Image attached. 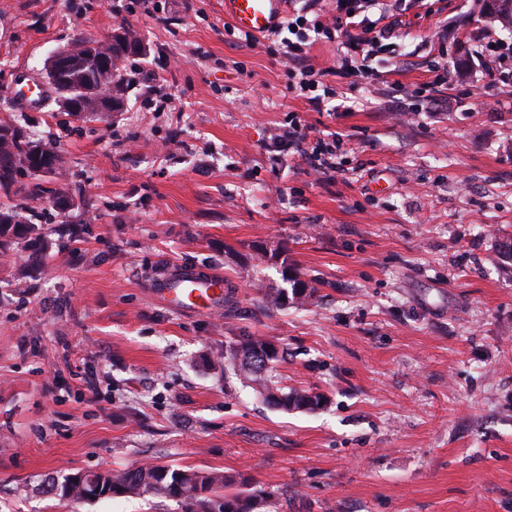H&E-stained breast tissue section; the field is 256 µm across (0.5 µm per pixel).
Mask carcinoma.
I'll list each match as a JSON object with an SVG mask.
<instances>
[{"label": "carcinoma", "mask_w": 512, "mask_h": 512, "mask_svg": "<svg viewBox=\"0 0 512 512\" xmlns=\"http://www.w3.org/2000/svg\"><path fill=\"white\" fill-rule=\"evenodd\" d=\"M84 44L78 52L59 59L60 75L69 88L74 107L100 119L103 113L91 108L99 90L112 86V109L122 110L130 87L123 62L134 55L147 54L137 39L122 33V39L107 41L77 36ZM48 165L57 169V178L68 173L60 155H55L37 139L24 134L17 123L0 122V189L14 190L20 203L0 205V251L6 252L16 241L38 240L35 223L22 220L20 211H34L28 201L42 198L38 186L19 181L32 176V168ZM493 260L512 261V235L496 241ZM316 288L304 283L300 288H264L265 302L274 307L287 304L305 306L315 296ZM224 367L233 371L240 383L250 387L269 405L282 410L313 409L323 402L320 394L305 389L282 387L271 375L272 363L279 360L278 350L262 336H245L224 346ZM52 494L62 499L84 503L130 495L158 494L178 503L180 512H256L269 495L248 488V480L220 470L198 471L158 464L134 465L118 472L85 473L83 484L70 483V477L51 484Z\"/></svg>", "instance_id": "carcinoma-1"}]
</instances>
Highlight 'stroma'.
Masks as SVG:
<instances>
[{"instance_id": "1", "label": "stroma", "mask_w": 512, "mask_h": 512, "mask_svg": "<svg viewBox=\"0 0 512 512\" xmlns=\"http://www.w3.org/2000/svg\"><path fill=\"white\" fill-rule=\"evenodd\" d=\"M227 25L224 0H0V121L57 151L78 190L41 222L45 262L0 259V512H178L43 491L144 462L245 476L270 512H512V262H491L512 234V60L472 56L497 22L480 0H417L379 80L327 76L341 112L288 93L279 42ZM116 31L148 49L126 62L122 111L78 121L7 97L74 37ZM293 114L340 134L341 173L274 151ZM275 250L312 304L265 305ZM168 266L223 274L228 303L152 299L141 278ZM241 336L272 342L276 381L323 405L275 409L239 383L215 354Z\"/></svg>"}]
</instances>
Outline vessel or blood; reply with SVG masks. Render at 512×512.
<instances>
[{"label": "vessel or blood", "instance_id": "b4317fda", "mask_svg": "<svg viewBox=\"0 0 512 512\" xmlns=\"http://www.w3.org/2000/svg\"><path fill=\"white\" fill-rule=\"evenodd\" d=\"M285 9L286 0H224L225 18L253 34L269 32L280 22ZM10 96L17 107L32 111L47 99L48 89L23 74L11 86ZM142 284L152 298L183 312H207L224 300V277L215 272L173 268L162 278L145 276Z\"/></svg>", "mask_w": 512, "mask_h": 512}]
</instances>
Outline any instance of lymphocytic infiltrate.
Returning <instances> with one entry per match:
<instances>
[{
  "mask_svg": "<svg viewBox=\"0 0 512 512\" xmlns=\"http://www.w3.org/2000/svg\"><path fill=\"white\" fill-rule=\"evenodd\" d=\"M407 0H336V13L324 17L318 0H305L294 20L289 21L288 38L282 39V56L288 63V90L308 101L313 111L326 110L328 101L318 92L323 71L306 65V49L312 38L341 40L343 50L336 61L335 72L340 76L368 79L375 69L370 61L386 50L393 34L386 18L406 8ZM289 147L302 151L309 169L326 177L337 172V150L341 137L332 133L310 137L300 119H291L281 134Z\"/></svg>",
  "mask_w": 512,
  "mask_h": 512,
  "instance_id": "obj_1",
  "label": "lymphocytic infiltrate"
}]
</instances>
